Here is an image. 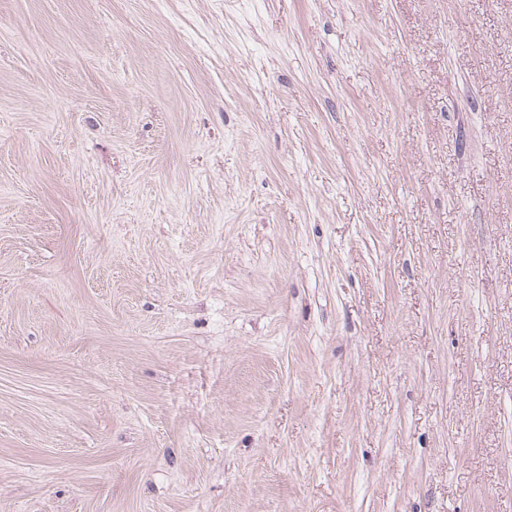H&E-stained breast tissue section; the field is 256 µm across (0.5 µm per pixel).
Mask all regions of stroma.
I'll return each mask as SVG.
<instances>
[{
  "mask_svg": "<svg viewBox=\"0 0 512 512\" xmlns=\"http://www.w3.org/2000/svg\"><path fill=\"white\" fill-rule=\"evenodd\" d=\"M0 512H512V0H0Z\"/></svg>",
  "mask_w": 512,
  "mask_h": 512,
  "instance_id": "stroma-1",
  "label": "stroma"
}]
</instances>
